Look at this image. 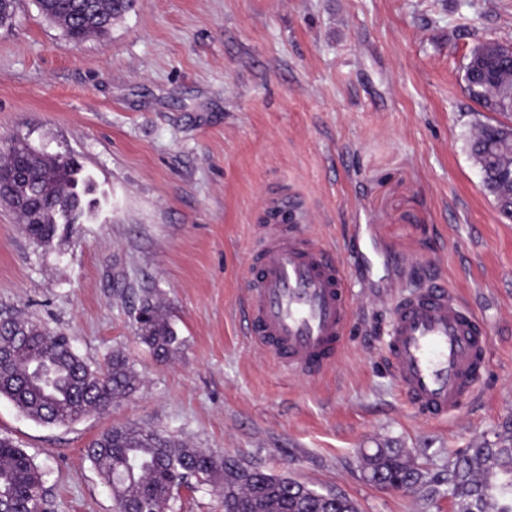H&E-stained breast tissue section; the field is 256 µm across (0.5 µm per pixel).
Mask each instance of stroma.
Listing matches in <instances>:
<instances>
[{
	"instance_id": "stroma-1",
	"label": "stroma",
	"mask_w": 512,
	"mask_h": 512,
	"mask_svg": "<svg viewBox=\"0 0 512 512\" xmlns=\"http://www.w3.org/2000/svg\"><path fill=\"white\" fill-rule=\"evenodd\" d=\"M485 41L512 45V0H135L80 44L17 0L0 27V148L77 158L95 206L44 245L0 208V316L69 336L94 367L122 353L141 380L66 427L0 399V435L41 469L47 512H113L85 448L117 424L345 494L358 512H455L451 454L512 416V221L469 151L477 123L500 116L462 81ZM280 197L353 285L352 334L314 377L289 372L243 317ZM419 269L490 340L476 397L438 422L415 415L385 362L386 307ZM145 291L182 341L165 362L134 334ZM378 448L403 449L432 483L368 482ZM168 512H224V499L196 484Z\"/></svg>"
}]
</instances>
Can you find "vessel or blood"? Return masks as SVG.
Segmentation results:
<instances>
[{"label":"vessel or blood","mask_w":512,"mask_h":512,"mask_svg":"<svg viewBox=\"0 0 512 512\" xmlns=\"http://www.w3.org/2000/svg\"><path fill=\"white\" fill-rule=\"evenodd\" d=\"M250 257L247 327L289 371L315 376L341 353L353 294L344 264L299 231L298 203L273 201ZM387 356L421 417L441 420L472 399L488 368V331L450 289L431 279L395 297Z\"/></svg>","instance_id":"b4317fda"}]
</instances>
